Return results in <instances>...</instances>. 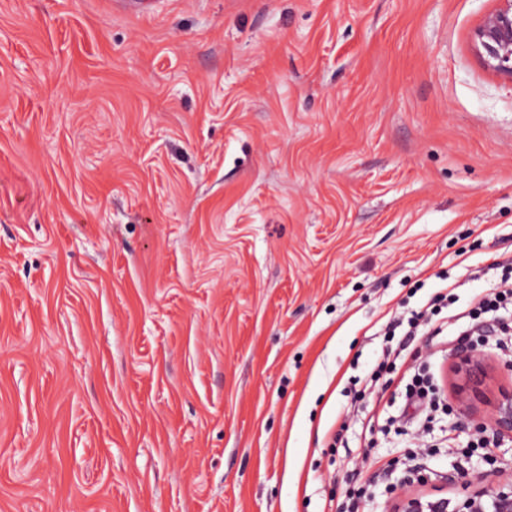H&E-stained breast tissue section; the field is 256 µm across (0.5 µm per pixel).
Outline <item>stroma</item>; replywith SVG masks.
Returning <instances> with one entry per match:
<instances>
[{"instance_id":"obj_1","label":"stroma","mask_w":512,"mask_h":512,"mask_svg":"<svg viewBox=\"0 0 512 512\" xmlns=\"http://www.w3.org/2000/svg\"><path fill=\"white\" fill-rule=\"evenodd\" d=\"M126 2L0 0V512L512 484L454 371L479 342L480 416L512 386L468 315L512 259V81L472 42L498 0Z\"/></svg>"}]
</instances>
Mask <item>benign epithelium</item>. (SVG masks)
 <instances>
[{
  "label": "benign epithelium",
  "instance_id": "obj_1",
  "mask_svg": "<svg viewBox=\"0 0 512 512\" xmlns=\"http://www.w3.org/2000/svg\"><path fill=\"white\" fill-rule=\"evenodd\" d=\"M500 6L490 12L474 32L475 48L485 67L498 76L512 81V0H498ZM455 373L463 380L458 394L457 414L460 427L474 431H489L496 438L512 436V388L503 389L486 417L474 418L472 401L482 397V354L473 345H463L456 353ZM414 480L405 478L403 489L397 494L391 512H447L448 499L435 502L424 500V495L411 490ZM486 493L478 490L467 496L458 512H512V486L499 489L490 502Z\"/></svg>",
  "mask_w": 512,
  "mask_h": 512
}]
</instances>
